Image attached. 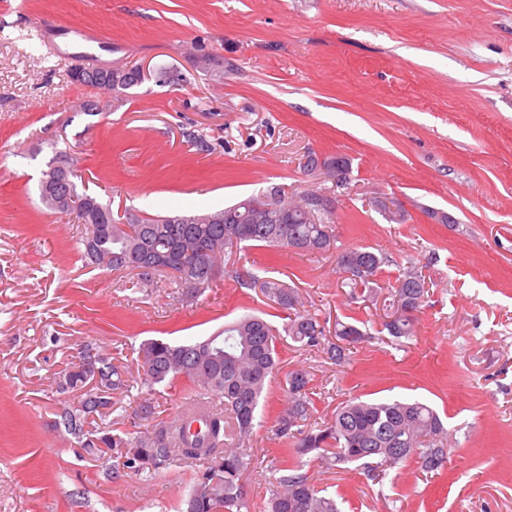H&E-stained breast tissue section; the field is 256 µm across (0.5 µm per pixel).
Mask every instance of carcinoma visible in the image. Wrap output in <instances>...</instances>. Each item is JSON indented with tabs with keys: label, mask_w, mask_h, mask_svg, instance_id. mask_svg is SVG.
Segmentation results:
<instances>
[{
	"label": "carcinoma",
	"mask_w": 512,
	"mask_h": 512,
	"mask_svg": "<svg viewBox=\"0 0 512 512\" xmlns=\"http://www.w3.org/2000/svg\"><path fill=\"white\" fill-rule=\"evenodd\" d=\"M137 71L112 72V98L120 102L125 91L137 85ZM72 204L63 214L78 223L87 220L86 194L70 184ZM307 192L288 194L275 188L249 196L217 210H201L174 216L126 213L123 224H99L95 236L82 240L86 264L108 260L114 271L137 272L139 282L153 285L154 276L170 275L187 292L199 294L212 285L215 277L208 266L219 264L224 256L246 247H265L282 252L324 253L336 245L335 220L331 213L307 214L300 202ZM347 262L336 263L345 274L349 298H362L358 289L371 288L381 273L385 258L367 248L343 250ZM196 262L195 283L186 278L184 263ZM157 263L148 275L139 271L143 264ZM246 288H260L276 308L290 311L284 331L266 318L246 314L224 326L223 334L205 340L171 341L151 339L140 347L138 366L145 384L174 386L179 381L193 385L198 400L205 403L199 413H183L175 425L160 418L155 402L142 397L133 410L136 418L149 422L138 436L105 433L99 443L112 451L123 470L140 474L173 463L197 466L195 482L185 503V512H242L248 508L241 484L252 458L247 442L257 424L258 405L264 388L279 372L278 346L286 335L301 349L317 352L339 366L349 357L350 346L364 338L354 323L336 322L334 334L306 310L297 291L284 282L259 280L249 272L236 274ZM426 276L409 267L396 280L392 300L384 316L394 318L400 308L417 302L421 309L429 294ZM390 335H413L414 320L398 319L385 323ZM102 366L112 375L107 390L123 393L128 384L125 366L106 359ZM60 387L86 392L77 404L63 408L62 422L67 431L80 438L87 417L94 413L106 418L114 412L110 396H97L87 389L82 360H72ZM311 374L306 369L288 373V402L279 413L277 435L301 456L315 454L328 467L358 463L372 479L408 462H415L425 474L435 476L448 462V428L439 413L419 400L398 398L349 399L336 407L329 422L312 421L314 398ZM270 512H338L336 501L320 494L300 462L286 458L271 468Z\"/></svg>",
	"instance_id": "1"
}]
</instances>
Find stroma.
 Masks as SVG:
<instances>
[{
    "instance_id": "1",
    "label": "stroma",
    "mask_w": 512,
    "mask_h": 512,
    "mask_svg": "<svg viewBox=\"0 0 512 512\" xmlns=\"http://www.w3.org/2000/svg\"><path fill=\"white\" fill-rule=\"evenodd\" d=\"M40 19L101 31L99 62L140 68L142 83L116 105L72 82L75 60L40 38ZM204 54L223 61V78L196 65ZM163 68L182 82L159 85ZM59 151L78 191L116 213L220 209L276 185L328 195L337 250L386 259L379 298L408 266L429 277L414 336L393 338L378 307L348 301L337 251L229 254L197 296L163 274L142 288L85 266L81 225L38 201ZM337 155L351 163L346 186L304 167ZM379 197L405 223L389 222ZM239 270L284 281L321 322L369 335L339 366L284 341L250 442L251 512L268 510L284 374L302 367L319 422L353 397L419 399L453 437L432 478L407 464L375 483L358 465L302 457L340 512H512V0H0V512H182L192 468L112 478L107 449L87 452L59 426L81 398L60 392V374L88 347L123 362L132 389L112 426L138 435L125 411L139 402L144 341L204 339L268 312Z\"/></svg>"
}]
</instances>
